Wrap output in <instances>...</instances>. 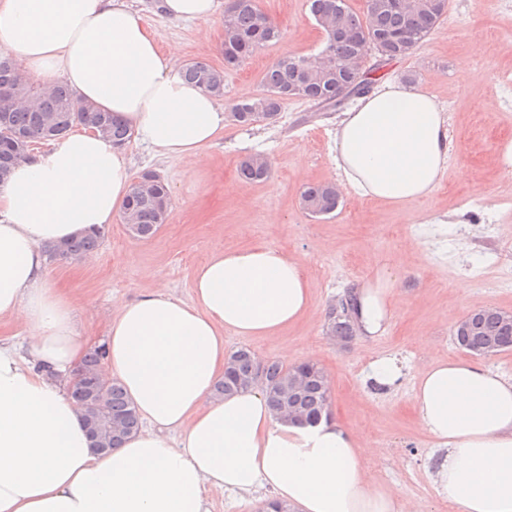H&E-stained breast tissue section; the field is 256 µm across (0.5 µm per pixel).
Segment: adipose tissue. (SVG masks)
I'll return each instance as SVG.
<instances>
[{
    "label": "adipose tissue",
    "instance_id": "obj_1",
    "mask_svg": "<svg viewBox=\"0 0 512 512\" xmlns=\"http://www.w3.org/2000/svg\"><path fill=\"white\" fill-rule=\"evenodd\" d=\"M0 50L22 76L66 83L112 112L162 157L199 155L229 122L126 0H0ZM447 122L421 87L386 81L337 122L336 167L360 197L413 203L438 184ZM129 186L126 157L88 131L56 139L0 182V323L26 334L0 337V512H210L209 487H267L299 512H404L390 487L367 478L370 450L347 426L278 419L256 387L216 395L225 331L272 338L312 303L301 263L265 245L213 252L190 300L148 291L118 306L102 370L145 427L97 451L69 393L88 339L48 282L41 247L105 229ZM403 267L355 288L361 335L390 324ZM412 403L436 442L427 475L438 495L456 512H512V379L440 359L421 370Z\"/></svg>",
    "mask_w": 512,
    "mask_h": 512
}]
</instances>
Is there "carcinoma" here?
<instances>
[{"label": "carcinoma", "mask_w": 512, "mask_h": 512, "mask_svg": "<svg viewBox=\"0 0 512 512\" xmlns=\"http://www.w3.org/2000/svg\"><path fill=\"white\" fill-rule=\"evenodd\" d=\"M447 8L448 0H420L419 6L402 12L396 9L395 0H367L366 12L360 17L349 8L347 0H310L314 18L337 33L335 50L314 73L302 68L310 59L308 55L285 56L276 61L264 73V93L232 105L234 122L250 125L259 116L274 119L289 99L340 103L348 86L369 88L364 58L367 45L374 44L377 55L384 60L406 57L431 34ZM279 36V28L260 11L256 0H233L224 10V67L191 62L185 65L181 75L185 81L220 100L224 98V68L243 63ZM9 99H26L29 106L23 110L12 106L0 110V181L14 167L10 156L18 142L54 140L75 126L91 128L114 145L125 146L133 136V131L112 113L85 102L62 83L46 90L15 73L7 83L0 77V101ZM238 171L241 178L257 181L269 176L270 167L265 159L249 156L239 162ZM301 204L312 215L335 212L340 205L336 184L307 187L301 194ZM170 207L171 198L164 182L158 175L146 172L141 174V182L130 184L122 218L139 225L141 238L149 239L165 223ZM100 240L101 232H93L48 245L46 253L51 260H79L97 250ZM479 320L484 327L472 332L465 343H457L459 349L476 356L483 351L486 334L494 332L498 325L493 310L480 315ZM327 330L344 341L356 335L355 322L344 304L336 305L329 312ZM256 385L262 388L273 412L280 417L292 406L298 419L313 424L327 409V380L321 367L310 362L287 367L279 361L267 360L260 373L253 352L244 347L229 355L224 379L217 382L215 392L220 396L230 395ZM82 412L86 422L105 424V429L97 435L98 449L116 447L139 426L136 408L121 383L104 376L99 377L97 392L83 405Z\"/></svg>", "instance_id": "1"}]
</instances>
